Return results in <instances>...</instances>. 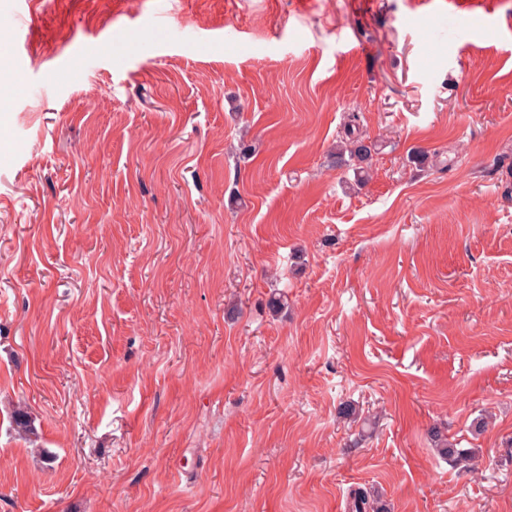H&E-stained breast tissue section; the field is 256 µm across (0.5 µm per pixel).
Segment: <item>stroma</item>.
<instances>
[{"instance_id": "35a3bbf8", "label": "stroma", "mask_w": 512, "mask_h": 512, "mask_svg": "<svg viewBox=\"0 0 512 512\" xmlns=\"http://www.w3.org/2000/svg\"><path fill=\"white\" fill-rule=\"evenodd\" d=\"M411 2L0 0V512H512V0ZM356 125L351 124L347 127V133L345 141H341L343 144L339 148V153H336V165L341 166L346 164V160L343 158L344 153H348L350 160H357L364 162L368 160L372 152L377 149L376 143L372 141H366V139L360 133L355 134ZM350 136V137H349ZM431 437L437 442L436 451L444 459L462 465L465 469L472 472L475 470L472 461L477 457V451L474 448H457V443H449L448 437L444 436L437 427H433L430 431ZM348 507L351 512L387 511L377 497L361 487L352 490Z\"/></svg>"}]
</instances>
